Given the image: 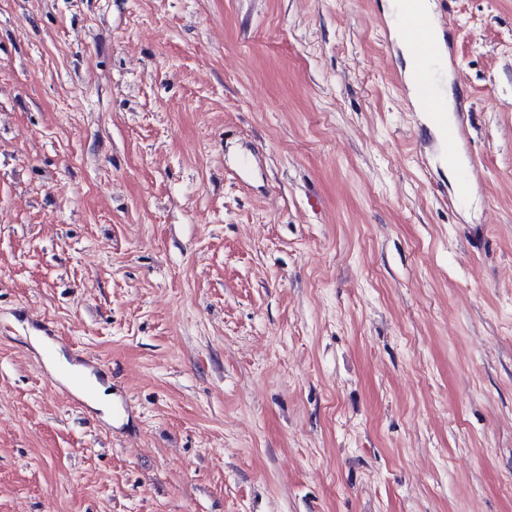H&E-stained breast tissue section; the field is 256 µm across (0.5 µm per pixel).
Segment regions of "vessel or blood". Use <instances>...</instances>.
Listing matches in <instances>:
<instances>
[{
  "label": "vessel or blood",
  "mask_w": 512,
  "mask_h": 512,
  "mask_svg": "<svg viewBox=\"0 0 512 512\" xmlns=\"http://www.w3.org/2000/svg\"><path fill=\"white\" fill-rule=\"evenodd\" d=\"M425 0H404L398 19L400 30L416 50L414 92L423 111L432 120V131L437 135L444 155H453L466 138L462 125L448 122L446 107L435 89L434 63L439 55L436 21L427 19Z\"/></svg>",
  "instance_id": "vessel-or-blood-1"
}]
</instances>
